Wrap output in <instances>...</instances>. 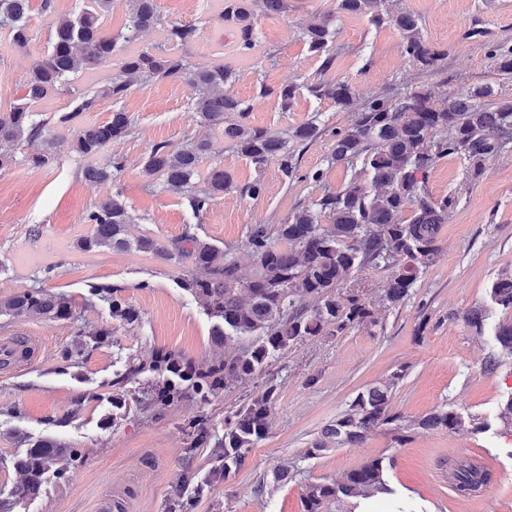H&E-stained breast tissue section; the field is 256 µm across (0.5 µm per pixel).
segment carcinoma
<instances>
[{"label": "carcinoma", "instance_id": "1", "mask_svg": "<svg viewBox=\"0 0 512 512\" xmlns=\"http://www.w3.org/2000/svg\"><path fill=\"white\" fill-rule=\"evenodd\" d=\"M383 2L339 0V9L365 14L378 24L384 21ZM111 5L112 0H90L77 15L52 19L47 52L31 64L23 102L0 112V145L29 148L25 161L41 168L52 160L56 141L67 138L72 151L87 160L81 170L83 178L111 183L122 162L116 158L99 165L94 159L110 143L131 137L134 121L122 110L99 124H83L81 115L94 111L102 98L127 96L135 78L168 80L192 89L195 130L189 142L177 150L164 143L153 145L144 167L168 191L187 193L193 216L206 212L218 195L232 187L224 168L213 166L203 187L192 189L203 158L213 150L211 134L217 129L254 168L276 158L284 174L293 172V156L283 138L226 121L229 112L242 117L249 110L244 102L224 92L234 71L221 61L191 68L177 53L196 40L195 26L165 22L155 0H128L130 24L126 31L113 35L104 28ZM28 8L29 0H0V27L8 29L18 48L29 42ZM258 9L266 16L284 15L288 0H224L217 15L218 21L236 28V47L242 55L256 46ZM391 21L402 35L404 55L427 69L437 68L444 52L425 40L417 19L399 13ZM332 22L327 16L303 31L308 49L323 58L325 69L333 61ZM158 27L165 32L166 47L126 55L119 72L101 86L74 93L75 106L57 121L42 118L33 110L48 94L66 90L70 75L98 67L112 58L119 43H130L141 32ZM489 53L501 72L512 73V48L506 51L494 46ZM308 91L319 99H332L343 110L357 111L351 125L332 132L331 159L350 167L352 178L344 189L327 192L280 224L252 225L246 240L251 269L240 265L231 248L221 250L190 228L167 244L146 235L130 238L128 224L132 220L118 189L87 210L84 223L92 225V233L78 242L79 248L150 252L165 262L189 264L191 272L181 278L180 287L217 320L211 332L213 354L209 361L195 365L172 351L157 354L150 369L158 380L145 406L164 409L191 394L205 402L263 370L270 357L294 344L377 325L354 274L366 266L382 267L389 271L384 307L395 309L407 299L418 274L433 262L438 235L455 205L450 196L434 200L428 193L429 172L436 160L445 156L466 160L468 178L475 182L484 175L485 159L512 144V100L493 101L494 90L488 84L457 92L444 108L435 105L428 91L396 98L373 95L360 105L354 88L346 82H321ZM324 218L328 223L322 222ZM344 285L349 289L338 293ZM91 294L108 299L113 319L128 324L138 320L137 312L120 298L116 286L93 285ZM492 300L502 310L512 311L511 272L502 273L494 283ZM1 315L60 321L73 318L74 312L68 296L33 287L0 297ZM489 318L488 309L476 308L464 321L482 335ZM493 341L495 351L484 362L489 373L512 359V320L497 324ZM401 378L402 374L395 372L358 392L348 408L323 429L321 438L305 450V456L357 444L385 426L391 427L398 441L417 428L454 433L465 429V420L452 410L440 408L418 420L393 413L392 392ZM276 395L277 385L271 382L224 421V441L214 445V450L223 454L224 475L215 479L229 480L243 467L250 448L266 436ZM67 452V446L56 440L31 444L16 461L23 480L13 490L15 498L37 497L45 471ZM393 465L392 458H374L349 471L339 483L325 480L306 485L304 512H339L345 502L394 494L386 478ZM448 472L451 487L461 495L484 491L492 480L487 468L469 458L448 460Z\"/></svg>", "mask_w": 512, "mask_h": 512}]
</instances>
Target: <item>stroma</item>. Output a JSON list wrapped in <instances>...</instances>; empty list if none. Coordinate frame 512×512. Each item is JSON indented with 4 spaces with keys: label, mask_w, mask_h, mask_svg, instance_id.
I'll return each mask as SVG.
<instances>
[{
    "label": "stroma",
    "mask_w": 512,
    "mask_h": 512,
    "mask_svg": "<svg viewBox=\"0 0 512 512\" xmlns=\"http://www.w3.org/2000/svg\"><path fill=\"white\" fill-rule=\"evenodd\" d=\"M85 0H30L27 49L14 47L0 27V110L20 103L27 92L33 57L48 48L51 15H72ZM287 14L257 15V47L252 58L234 51L235 28L218 23L222 0H155L165 22L193 24L197 39L185 49L190 67L216 60L228 63L235 78L229 94L244 101L248 127L287 138L297 164L285 176L278 160L263 170L225 143L213 138L203 167H223L231 189L217 197L207 213L194 218L185 199L163 190L145 173L143 160L158 142L185 145L194 132L189 87L166 80L138 81L119 101L105 99L84 123L106 121L123 109L135 121L131 138L106 146L98 164L120 158L124 166L114 185L85 181L83 161L60 149L47 166L34 169L26 148H14L16 162L0 169V296L34 286L63 293L73 302L76 320L49 321L0 316V333L27 341L37 339L43 355L30 367H0V512H304L307 484L340 481L345 474L376 457L394 458L388 472L399 499L371 500L369 512H512V430L498 414L512 397V362L495 373L483 364L492 349L490 335L475 336L464 322L478 306H490V291L499 275L512 272V150L485 161L476 182L467 177L463 158L438 159L429 176L431 198L454 196L456 204L437 240L432 264L421 271L408 299L399 308H383L380 297L387 271L365 267L357 280L367 290L379 327H356L338 337L319 336L297 343L271 358L256 376L200 402L189 399L167 411H152L137 402L156 381L148 365L162 351H176L202 362L212 354L214 321L179 288L185 266L134 251L101 248L85 252L80 238L90 235L87 209L119 188L133 219L130 236H154L166 243L188 224L220 248L234 249L249 265L247 230L253 224H278L325 192L342 190L351 178L347 165L331 162L332 130L350 125L352 113L327 98H316L312 84L349 83L359 98L431 90L436 104L448 95L488 84L496 100L512 99V73L497 70L490 45L512 46V0H386L389 12L418 18L424 38L446 53L438 69L428 72L402 52V37L391 22L373 24L368 17L343 12L338 0H289ZM335 15L333 62L322 69L302 38L303 30L326 15ZM483 38H468L470 27ZM162 29L140 34L122 54L96 69L70 76L68 90L35 104L51 118L69 111L74 91L102 84L117 74L123 54L163 46ZM297 85L289 111H281L277 91ZM321 133L307 142L292 133L308 120ZM321 171L320 182L307 175ZM261 180L264 191L252 197L246 185ZM119 286V295L139 313L126 325L113 320L106 301L91 296V285ZM109 328L108 343L93 344L90 335ZM143 365L130 375L129 367ZM402 372L392 393L394 412L423 417L439 407L486 426L478 432L451 433L417 429L403 441L385 430L363 442L310 458L306 448L322 429L347 409L363 388ZM278 386L269 431L250 449L244 467L230 481L213 480L223 457L195 445L196 421H203L211 441L224 435V421L265 381ZM55 439L74 449V456L50 467L39 496L19 501L12 491L21 479L15 461L31 442ZM484 457L493 481L478 495L461 496L448 486V461ZM182 485L174 495V485ZM264 485V495L254 488Z\"/></svg>",
    "instance_id": "35a3bbf8"
}]
</instances>
